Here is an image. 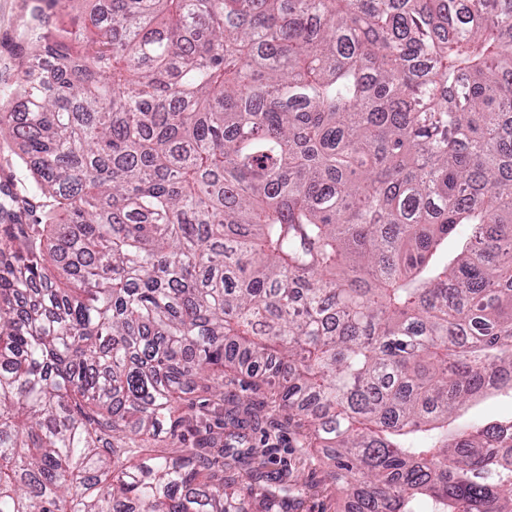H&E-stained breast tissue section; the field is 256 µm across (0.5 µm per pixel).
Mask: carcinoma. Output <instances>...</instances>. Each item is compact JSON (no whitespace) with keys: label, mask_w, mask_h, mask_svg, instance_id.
Returning <instances> with one entry per match:
<instances>
[{"label":"carcinoma","mask_w":512,"mask_h":512,"mask_svg":"<svg viewBox=\"0 0 512 512\" xmlns=\"http://www.w3.org/2000/svg\"><path fill=\"white\" fill-rule=\"evenodd\" d=\"M106 2L0 87V512H285L261 388L355 512H512V0ZM512 412V402L508 397L489 396L470 406L460 418V423H468L472 419H487L506 415Z\"/></svg>","instance_id":"obj_1"}]
</instances>
